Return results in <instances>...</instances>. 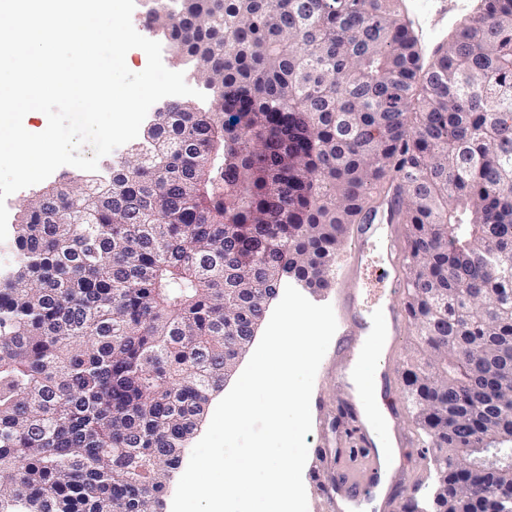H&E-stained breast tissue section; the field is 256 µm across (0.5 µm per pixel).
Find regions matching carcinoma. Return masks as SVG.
<instances>
[{
	"label": "carcinoma",
	"mask_w": 512,
	"mask_h": 512,
	"mask_svg": "<svg viewBox=\"0 0 512 512\" xmlns=\"http://www.w3.org/2000/svg\"><path fill=\"white\" fill-rule=\"evenodd\" d=\"M480 2L424 69L397 0H157L150 26L215 111L154 112L101 186L24 204L0 279V512H160L282 274L330 287L390 188L439 512L512 500L462 451L512 429V0Z\"/></svg>",
	"instance_id": "carcinoma-1"
}]
</instances>
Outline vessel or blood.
I'll return each mask as SVG.
<instances>
[{"label": "vessel or blood", "instance_id": "1", "mask_svg": "<svg viewBox=\"0 0 512 512\" xmlns=\"http://www.w3.org/2000/svg\"><path fill=\"white\" fill-rule=\"evenodd\" d=\"M342 262L344 275L337 289L342 340L331 370L351 422L323 429L309 477L324 512H365L383 483L406 482L411 476L402 462L380 458L375 425L365 415L368 403L351 381L367 338L379 329L385 336L378 364L381 383L390 384L398 367L396 350L408 317L401 302L408 260L394 218L358 225Z\"/></svg>", "mask_w": 512, "mask_h": 512}]
</instances>
